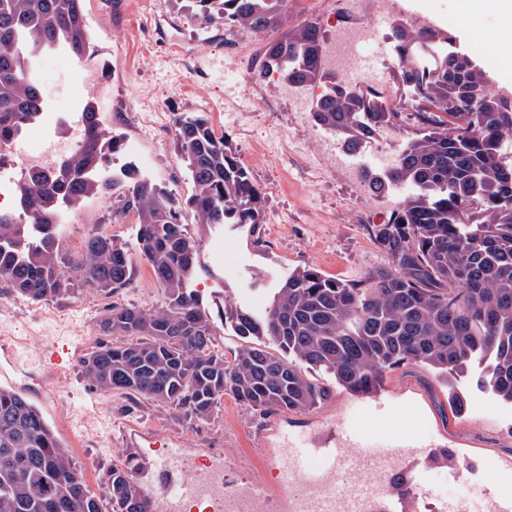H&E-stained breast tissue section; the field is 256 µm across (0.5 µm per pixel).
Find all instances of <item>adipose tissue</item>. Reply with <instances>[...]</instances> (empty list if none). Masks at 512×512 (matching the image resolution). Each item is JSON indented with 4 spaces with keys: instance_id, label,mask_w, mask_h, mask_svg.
Listing matches in <instances>:
<instances>
[{
    "instance_id": "adipose-tissue-1",
    "label": "adipose tissue",
    "mask_w": 512,
    "mask_h": 512,
    "mask_svg": "<svg viewBox=\"0 0 512 512\" xmlns=\"http://www.w3.org/2000/svg\"><path fill=\"white\" fill-rule=\"evenodd\" d=\"M492 1L497 4L500 23L484 31L480 19ZM454 3L451 19L457 34L470 40L480 39L495 78L512 83V0H454Z\"/></svg>"
}]
</instances>
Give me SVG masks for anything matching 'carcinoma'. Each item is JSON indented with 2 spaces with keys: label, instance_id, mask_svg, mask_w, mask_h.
<instances>
[{
  "label": "carcinoma",
  "instance_id": "cac0c4a2",
  "mask_svg": "<svg viewBox=\"0 0 512 512\" xmlns=\"http://www.w3.org/2000/svg\"><path fill=\"white\" fill-rule=\"evenodd\" d=\"M204 25L226 22L259 33L281 25L286 0H185ZM441 59L421 71L408 54L418 42L438 46ZM319 27L301 24L265 51V68L285 84H325L312 107L316 125L356 149L399 113L384 99L348 87L321 65ZM89 49L84 0H0V146L40 119L46 105L32 77L41 54ZM399 78L420 90L423 132L406 139L393 167L364 175L372 191L407 185L375 232L388 264L359 283L314 268L286 276L265 313L224 305V324L248 343L231 356L216 350L209 315L193 279L199 246L176 200L130 167L120 213L138 220L137 247L165 292L156 308L113 304L99 321L105 340L81 359L85 381L97 391L137 395L171 405L184 416L209 419L224 394L259 414L313 411L334 387L371 394L385 375L406 364L424 366L448 382V405L464 408L454 391L471 372L480 388L512 403V163L501 145L512 141V102L489 89L473 58L454 48V36L421 26L396 36ZM86 141L51 169H30L20 182L26 222L0 215V282L35 302L77 287L112 295L129 282V251L98 231L64 263L53 223L108 185L92 173L115 149L94 108L84 109ZM174 141L194 185L196 223H263L264 193L231 156L203 112H181ZM331 376L335 385L309 371ZM104 485L109 507L86 483L70 450L39 408L0 386V512H155L128 468H112Z\"/></svg>",
  "mask_w": 512,
  "mask_h": 512
}]
</instances>
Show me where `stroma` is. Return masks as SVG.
Returning a JSON list of instances; mask_svg holds the SVG:
<instances>
[{
  "instance_id": "obj_1",
  "label": "stroma",
  "mask_w": 512,
  "mask_h": 512,
  "mask_svg": "<svg viewBox=\"0 0 512 512\" xmlns=\"http://www.w3.org/2000/svg\"><path fill=\"white\" fill-rule=\"evenodd\" d=\"M89 32V57L110 88L106 98H93L82 86L64 87L59 60L40 65L39 86L53 109H83L93 103L116 139L115 154L182 202L181 221L200 242V269L192 283L210 313L225 303L259 312L267 306L288 271L312 267L324 275L350 282L387 262L374 240L386 223L388 202L406 196V189L359 201L357 182L345 169H328L312 179L310 166L322 161L321 151L335 134L315 126L312 116L294 109V98L281 80L271 79L269 95L279 101V116L237 95V75L224 56V26L205 27L183 0H84ZM281 26L253 38L252 46L284 37L300 24L315 22L331 38L330 22L345 25L353 15L349 0H287ZM237 108L225 113V98ZM141 112L206 113L220 127L228 147L239 156L265 194L259 236L248 225L204 227L186 202L194 192L174 144L172 125L147 128ZM288 135L299 149L280 168L250 155L256 142ZM122 187L86 200L70 210L61 225L59 252L81 253L89 231L111 236L134 251L137 218L118 212ZM165 293L148 262L133 259L130 283L112 295L89 287L46 303H34L0 283V386L29 399L42 412L59 440L69 448L90 488L104 494L103 477L113 467H135L136 482L148 496L161 494L144 462L156 436L182 448L186 461L217 458L224 462V490L258 478L277 485L274 464L288 443L320 447L332 438L388 435L422 443L407 466V488L421 492L430 512H448L458 494L479 499L484 492L512 483V404L478 387L472 376L458 377L467 410L452 416L448 389L437 375L409 364L386 374L377 392L359 395L344 388L310 412L258 414L224 395L211 418L186 420L170 405L133 402L90 388L80 373V360L100 340L98 321L110 304L158 307ZM68 345L73 360L53 368L44 353Z\"/></svg>"
}]
</instances>
